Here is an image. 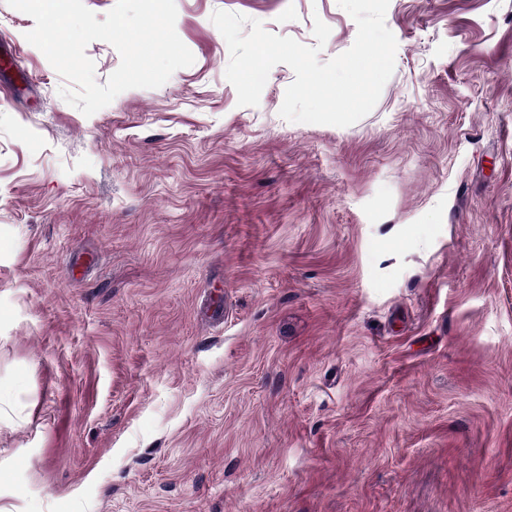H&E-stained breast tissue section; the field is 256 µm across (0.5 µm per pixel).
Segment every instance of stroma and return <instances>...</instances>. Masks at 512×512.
<instances>
[{
    "label": "stroma",
    "mask_w": 512,
    "mask_h": 512,
    "mask_svg": "<svg viewBox=\"0 0 512 512\" xmlns=\"http://www.w3.org/2000/svg\"><path fill=\"white\" fill-rule=\"evenodd\" d=\"M175 3L194 63L87 117L0 0V512H512V0H390L348 127L211 21L325 62L338 0Z\"/></svg>",
    "instance_id": "1"
}]
</instances>
